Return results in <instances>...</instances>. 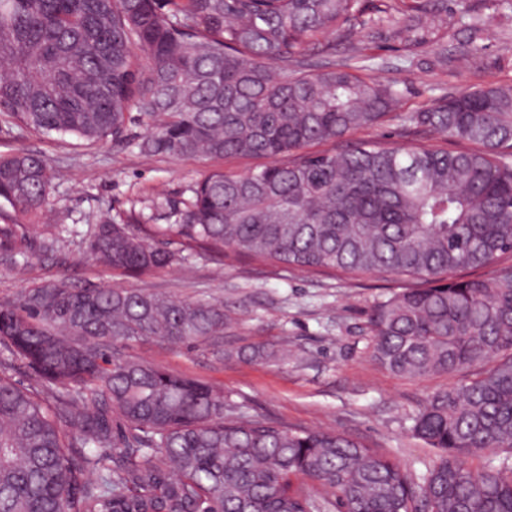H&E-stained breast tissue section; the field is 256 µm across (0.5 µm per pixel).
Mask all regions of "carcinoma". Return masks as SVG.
<instances>
[{
  "label": "carcinoma",
  "mask_w": 512,
  "mask_h": 512,
  "mask_svg": "<svg viewBox=\"0 0 512 512\" xmlns=\"http://www.w3.org/2000/svg\"><path fill=\"white\" fill-rule=\"evenodd\" d=\"M456 22L479 35L512 0ZM358 25L413 60L448 59V0H0V134L130 139L147 156L263 157L213 170L163 198L159 224H51L54 173L39 153L0 155V260L57 258L79 238L128 272L197 248L305 271L393 274L422 283L377 303L373 356L411 378L461 373L429 396L412 431L439 457L417 478L332 431L231 417L224 392L124 358L118 341L194 344L224 335V304L59 279L0 304V346L31 369H0V512H512V84L395 111L397 82L342 63L306 73L296 57ZM137 115H132V111ZM448 151L349 137L389 116ZM314 144L333 148L310 152ZM488 268L486 278L454 277ZM508 455L485 470L467 457ZM332 491L330 502L292 479Z\"/></svg>",
  "instance_id": "cac0c4a2"
}]
</instances>
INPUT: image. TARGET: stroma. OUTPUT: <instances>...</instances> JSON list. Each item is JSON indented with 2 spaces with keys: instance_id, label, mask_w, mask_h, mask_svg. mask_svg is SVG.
<instances>
[{
  "instance_id": "35a3bbf8",
  "label": "stroma",
  "mask_w": 512,
  "mask_h": 512,
  "mask_svg": "<svg viewBox=\"0 0 512 512\" xmlns=\"http://www.w3.org/2000/svg\"><path fill=\"white\" fill-rule=\"evenodd\" d=\"M469 37L462 25L448 31V61L428 55L407 62L397 43L376 39L367 77L399 82L408 112L434 96H454L490 83L512 84V14H499L480 39L481 51L460 64L457 50ZM44 155L56 178L53 196L61 224L154 221L157 197L178 199L214 169L245 173L255 160L187 157L142 158L136 145L104 142L75 146L71 138L30 133L0 135V154ZM65 261L42 256L0 263V304L17 302L33 285L66 279L76 287L142 288L181 300H220L232 325L223 338L174 346L157 338L123 344V355L223 389L236 413L259 415L293 430L336 431L391 455L405 470L422 474L439 451L410 430L432 393L460 381L457 373L425 379L393 374L372 357L368 318L373 306L408 287L399 276L330 278L287 267L189 250L163 270L129 274L99 264L80 240ZM267 344L269 361L246 356Z\"/></svg>"
}]
</instances>
